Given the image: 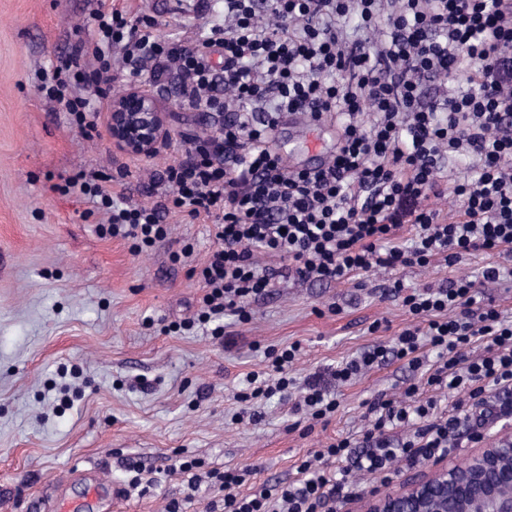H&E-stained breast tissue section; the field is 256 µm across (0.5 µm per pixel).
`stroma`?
<instances>
[{"mask_svg":"<svg viewBox=\"0 0 512 512\" xmlns=\"http://www.w3.org/2000/svg\"><path fill=\"white\" fill-rule=\"evenodd\" d=\"M131 15L155 17L160 30L192 37L224 16V0H106ZM96 0H0V512H51L68 500L74 512H211L222 494L207 478L189 484L172 471L182 456L205 469L253 465L252 484L288 480L304 457L368 427L365 403L400 394L422 371L399 362L365 372L336 389L328 424L299 429L290 397L259 408L257 420L234 421L247 373L264 368V347L300 343L292 375L313 374L378 342L391 343L415 325L400 300L386 298L389 276L377 269L342 282L280 279L251 305V319L224 318L233 346L195 325H164L195 317L204 290L194 268L213 246L202 221H170L168 238L134 253L128 241L102 235V213L80 194L58 187L79 171L123 170L115 184L135 203H154L147 187L180 159L186 136L212 132L211 115L183 105L175 80L160 90L169 101L173 139L151 158L115 151L106 136L72 128L62 105L37 91L74 42ZM278 149L289 166L321 162L336 147L323 127L283 128ZM192 243V255L172 251ZM512 257L474 252L453 266L433 261L398 270L405 288L447 284ZM378 332H370L373 322ZM260 350H253V343ZM151 471L146 492L128 482ZM123 490L93 507L86 493L99 476Z\"/></svg>","mask_w":512,"mask_h":512,"instance_id":"stroma-1","label":"stroma"}]
</instances>
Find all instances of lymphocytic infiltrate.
Returning <instances> with one entry per match:
<instances>
[{
    "label": "lymphocytic infiltrate",
    "mask_w": 512,
    "mask_h": 512,
    "mask_svg": "<svg viewBox=\"0 0 512 512\" xmlns=\"http://www.w3.org/2000/svg\"><path fill=\"white\" fill-rule=\"evenodd\" d=\"M502 2L224 0L223 22L194 40L161 34L152 17L98 7L61 59L56 84L41 89L79 133L96 131L116 82L146 74L156 84L175 76L183 103L224 122L188 137L157 182L155 204L113 195L111 180L95 174L72 176L61 190L87 196L106 217L103 230L137 253L167 239L169 218L210 224L214 245L198 273L204 308L184 326L212 325L218 338L225 315L249 320L252 300L282 277L332 283L374 267L510 254L512 10ZM216 52L223 68L211 63ZM451 76L462 91L427 97L428 83ZM299 111L335 129L323 167L289 168L276 147L283 118ZM461 161L472 163L475 181L457 177ZM433 196L452 199L455 217L430 208ZM406 224L410 244H394ZM257 251L273 265L257 262ZM504 273L489 265L475 278L412 292L388 283L415 326L307 379L300 405L308 419L328 421L339 406L332 384L392 361L425 369L424 384L368 401L362 437L316 451L288 482L249 486L250 465L211 471L224 512H336L338 501L359 495L352 471L386 476L400 460L443 458L461 437L480 443L490 419H511L512 316L478 304ZM478 341L485 352L475 357ZM299 354L296 344L265 350L268 365L247 374L240 401L288 394ZM448 390L457 399L445 412L438 395ZM401 427L409 435L395 438Z\"/></svg>",
    "instance_id": "1"
}]
</instances>
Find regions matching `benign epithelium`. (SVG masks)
Listing matches in <instances>:
<instances>
[{
	"instance_id": "7a95c632",
	"label": "benign epithelium",
	"mask_w": 512,
	"mask_h": 512,
	"mask_svg": "<svg viewBox=\"0 0 512 512\" xmlns=\"http://www.w3.org/2000/svg\"><path fill=\"white\" fill-rule=\"evenodd\" d=\"M106 133L113 149L131 156L153 157L172 138L160 96L132 86L112 97ZM512 436L480 449L465 461L433 464L428 473L405 480L384 495H365L358 512H467L478 499L484 512H512Z\"/></svg>"
}]
</instances>
